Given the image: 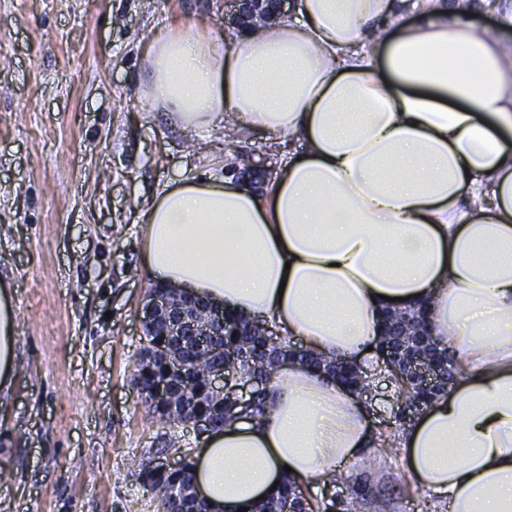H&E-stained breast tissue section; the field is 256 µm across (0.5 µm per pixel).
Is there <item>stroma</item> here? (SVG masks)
I'll list each match as a JSON object with an SVG mask.
<instances>
[{
	"label": "stroma",
	"instance_id": "obj_1",
	"mask_svg": "<svg viewBox=\"0 0 512 512\" xmlns=\"http://www.w3.org/2000/svg\"><path fill=\"white\" fill-rule=\"evenodd\" d=\"M199 20L233 32L224 0H0V278L20 358L0 396V512H162L140 460L198 451L196 427L162 423L134 385L154 282L135 218L166 184L248 161L271 180L303 149L229 121L188 133L145 101L151 39ZM396 402L374 378L366 420L392 438L346 469L368 491L357 512L410 481Z\"/></svg>",
	"mask_w": 512,
	"mask_h": 512
}]
</instances>
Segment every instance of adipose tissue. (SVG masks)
Masks as SVG:
<instances>
[{"label": "adipose tissue", "instance_id": "ef3b65f1", "mask_svg": "<svg viewBox=\"0 0 512 512\" xmlns=\"http://www.w3.org/2000/svg\"><path fill=\"white\" fill-rule=\"evenodd\" d=\"M296 19L237 33L174 27L144 92L183 130L225 120L300 141L263 188L164 187L140 219L160 285L246 314L327 359L374 362L391 298L429 304L457 374L401 441L442 512H512V62L481 13L512 0H297ZM18 371L0 280V393ZM261 419L205 435L208 512H249L275 481L342 473L371 445L356 394L296 360Z\"/></svg>", "mask_w": 512, "mask_h": 512}]
</instances>
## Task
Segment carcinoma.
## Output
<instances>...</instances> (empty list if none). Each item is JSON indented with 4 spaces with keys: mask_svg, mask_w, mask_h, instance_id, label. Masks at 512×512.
<instances>
[{
    "mask_svg": "<svg viewBox=\"0 0 512 512\" xmlns=\"http://www.w3.org/2000/svg\"><path fill=\"white\" fill-rule=\"evenodd\" d=\"M146 346L142 352L151 356L147 362L137 363V371L134 377L135 386L144 402L149 408L165 422L174 424L176 419L163 413L150 401V390L164 382H170L177 377L169 364L164 361L161 351L169 348L168 337L154 329L145 333ZM224 360L236 365L242 376L256 380L255 395L248 407L246 414L253 419H260L266 415L270 406L265 397V385L271 378V371L276 364L285 358L300 362L317 369L321 366L337 379L348 375V370L343 368L344 360L333 359L327 361L318 359L310 354L301 358L297 357V350L291 341L283 336L271 339L265 336V325L257 323L242 314L231 311L224 312ZM207 337H190L189 347L179 352V357L187 363L189 369L182 376L184 387L195 394H201L206 387L205 375L210 369V357ZM401 405L409 406L424 399L433 401L434 397L426 396L418 385L403 377L396 379ZM191 409L202 413L211 419L216 425L235 419L241 412V407L236 404L230 395H224V405L219 406L204 396L193 403ZM140 478L144 485L157 493L163 512H206L203 502L196 499H187L180 494V489L193 483L194 462L185 460L180 469L161 478L148 477L145 463H140ZM292 498H302L300 486L289 478L284 479L283 484L266 501L259 503L252 512H280L283 501Z\"/></svg>",
    "mask_w": 512,
    "mask_h": 512,
    "instance_id": "obj_1",
    "label": "carcinoma"
}]
</instances>
